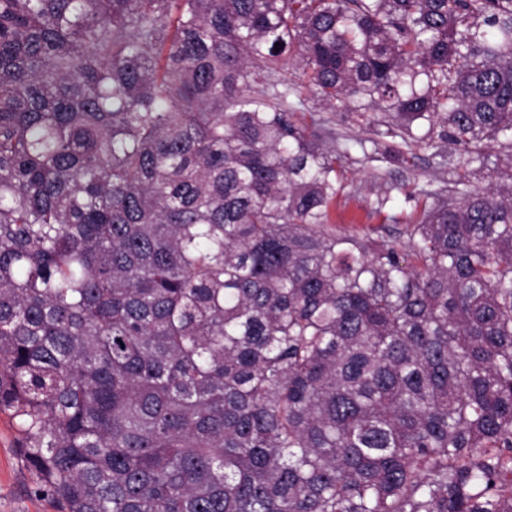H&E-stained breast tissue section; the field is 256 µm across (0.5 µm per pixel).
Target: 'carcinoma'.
I'll use <instances>...</instances> for the list:
<instances>
[{
  "label": "carcinoma",
  "instance_id": "1",
  "mask_svg": "<svg viewBox=\"0 0 512 512\" xmlns=\"http://www.w3.org/2000/svg\"><path fill=\"white\" fill-rule=\"evenodd\" d=\"M370 109L453 188L340 235ZM512 0H0V412L60 512H512ZM491 156V165L490 170H484L482 172H478L476 179L474 180L476 183L482 186H487L489 184L498 185L501 183V175L509 172L508 164L504 156L496 157V152L494 150L489 151Z\"/></svg>",
  "mask_w": 512,
  "mask_h": 512
}]
</instances>
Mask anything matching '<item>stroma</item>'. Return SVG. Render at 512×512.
<instances>
[{
  "mask_svg": "<svg viewBox=\"0 0 512 512\" xmlns=\"http://www.w3.org/2000/svg\"><path fill=\"white\" fill-rule=\"evenodd\" d=\"M307 108L320 113L323 122L315 132L327 147L343 149L347 187L338 199L332 218L337 233L363 236H404L406 218L414 209L407 194L431 182L452 183L454 168H437L429 151L420 150L403 163H393L378 169L376 163H363L358 140H377L387 147L389 139L378 137L377 123L358 119L348 112H333L321 108L315 99H307ZM387 199L386 213H378L377 203ZM395 220H387V213ZM17 430L9 414L0 413V512H56L54 499L37 492V478L20 460L15 448Z\"/></svg>",
  "mask_w": 512,
  "mask_h": 512,
  "instance_id": "1",
  "label": "stroma"
}]
</instances>
